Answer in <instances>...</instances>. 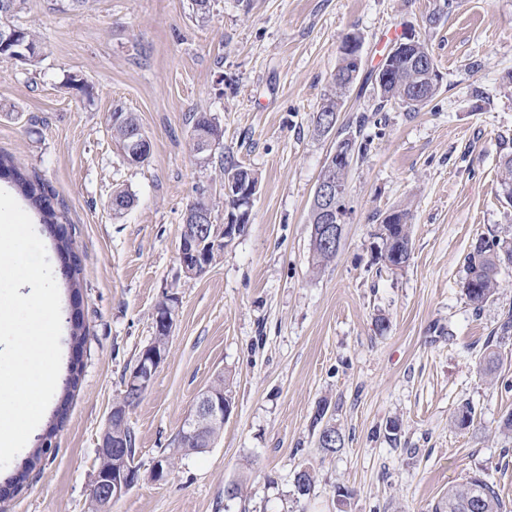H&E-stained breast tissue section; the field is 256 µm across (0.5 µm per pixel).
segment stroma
I'll list each match as a JSON object with an SVG mask.
<instances>
[{"instance_id": "obj_1", "label": "stroma", "mask_w": 512, "mask_h": 512, "mask_svg": "<svg viewBox=\"0 0 512 512\" xmlns=\"http://www.w3.org/2000/svg\"><path fill=\"white\" fill-rule=\"evenodd\" d=\"M192 4L22 0L7 18L34 31L43 53L34 67L0 58V154L65 211L87 336L77 354L61 340L62 365L76 354L81 367L67 417L19 488L7 482L52 411L0 470V512H89L100 435L171 298L165 360L127 411L141 479L111 512H432L474 472L512 512V435L497 431L512 412V339L493 376L480 366L512 309V271L481 308L462 288L476 240L512 233L500 185V158L512 152V0H211L203 17ZM393 28L425 41L443 76L415 112L378 104L375 73ZM350 33L362 66L338 124L369 115V150L349 172L340 251L316 271L308 214L336 135L315 133L313 117ZM117 110L137 115L151 146L144 164H127L113 138ZM200 113L223 133L205 165L190 145ZM226 164L259 176L252 220L205 274L185 277L186 207L207 189L223 223ZM117 190L134 198L120 213L110 205ZM395 209L410 213L412 252L392 270L377 258L376 231ZM219 379L234 406L218 438L153 480L198 395ZM465 401L474 422L461 429L453 413ZM322 404L345 436L334 455L318 446ZM303 467L316 484L299 498ZM237 482L243 498L227 499ZM340 486L351 492L342 504Z\"/></svg>"}]
</instances>
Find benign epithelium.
I'll return each instance as SVG.
<instances>
[{
	"instance_id": "obj_1",
	"label": "benign epithelium",
	"mask_w": 512,
	"mask_h": 512,
	"mask_svg": "<svg viewBox=\"0 0 512 512\" xmlns=\"http://www.w3.org/2000/svg\"><path fill=\"white\" fill-rule=\"evenodd\" d=\"M15 47V56L19 57L27 46L17 40V29L9 24L0 23V46ZM122 151L126 160L141 164L149 157L148 138L143 132L130 135L122 143ZM257 186L247 178L239 176L224 180V195L236 200V206L227 211L224 223H214V218L205 212H186L185 222L192 224H211L212 230L205 241L197 235H189L181 239L180 245H189L195 249L194 259L184 257L179 252V261L184 275L194 278L208 269L209 252L226 246L241 235L251 222ZM313 201L318 203L322 224L318 236L332 251H339L345 224L350 215L349 186L346 180L322 179L317 183ZM177 316L174 302L167 303L156 315V331L172 329ZM165 359V352L146 347L142 355L127 374L124 384L125 393L143 394L151 386L159 367ZM230 410L225 408L224 400L214 395L207 388L200 393L193 410L187 417L186 426L196 434H203L218 427L228 419ZM127 419V407L122 403L115 404L107 418L106 426L100 436L99 457L108 461L112 455L122 452L125 448L124 433L113 422ZM137 484V475L132 471H114L110 467L98 468L94 478L95 512H110L112 502L119 499Z\"/></svg>"
}]
</instances>
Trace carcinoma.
Wrapping results in <instances>:
<instances>
[{
	"label": "carcinoma",
	"mask_w": 512,
	"mask_h": 512,
	"mask_svg": "<svg viewBox=\"0 0 512 512\" xmlns=\"http://www.w3.org/2000/svg\"><path fill=\"white\" fill-rule=\"evenodd\" d=\"M20 40L29 45L28 51L20 58V62L34 66L41 55V46L36 36L26 29H19ZM360 49V41L354 40V46L343 42L340 48L341 58L336 72L332 78L333 93L327 96L319 112L314 116V130L319 134H326L322 125L324 115L338 116L342 108V96L344 87L349 85L346 81L351 74L359 73L362 59L357 54ZM419 58L429 59L430 64H435L432 53L427 44L417 39L413 45L404 52L389 59L385 74L388 79L384 81L383 88L378 90L379 104L382 109L389 102L394 101L414 111L429 102L438 92L442 77L439 71H434V81L427 85L423 94L414 96L412 89L415 86L416 70L412 60ZM368 121L365 114L355 117V120L339 132L340 138H350L354 142L356 160L365 159L368 154V141L360 138V133ZM501 166L504 178L501 182L504 197L512 202V153L501 158ZM0 169L9 175V179L16 191L28 202L40 216V223L44 224L47 232L55 241L58 253L72 260L73 267L66 275V281L70 294H72V307L80 308L82 268L78 257L72 251V239L61 237L57 233L56 225L61 223L62 215L51 205L50 194L43 183L30 178L21 168L17 167L8 156H0ZM409 213L402 210H394L386 214L378 224L377 237L382 240L383 248L380 251V259L385 266L393 264L404 266L407 264L412 242L408 227ZM512 267V237H481L477 239L472 250L467 255L465 263V278L463 288L468 300L480 307L492 298L501 288L500 276L503 271ZM512 338V310H508L496 328H494L486 342L488 354L485 356L486 364L484 372L491 375L496 371L500 361V354L494 350L493 342H502ZM77 377L68 376L64 379L65 394L56 406L54 419L48 426L42 439L51 441L58 425L62 423L67 414L70 388L76 386ZM128 443V453L112 456V469H130L135 464V436L131 430H125ZM318 443L327 453H336L344 448L345 438L331 423H326L319 431ZM208 447L206 443H197L187 436V428L183 427L178 433V451L184 455L201 453ZM294 485L299 496L310 494L314 487V476L309 473L298 472L295 474ZM433 512H506V505L501 497L498 486L487 480L482 474L474 473L459 483L448 487L447 496L438 502Z\"/></svg>",
	"instance_id": "obj_1"
}]
</instances>
